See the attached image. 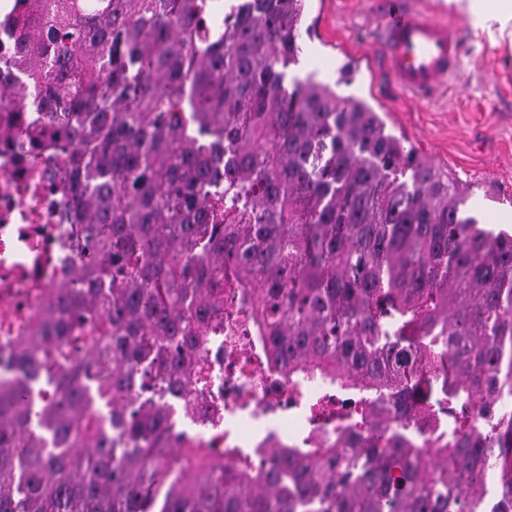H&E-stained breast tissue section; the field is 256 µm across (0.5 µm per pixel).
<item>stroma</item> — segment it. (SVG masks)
Returning a JSON list of instances; mask_svg holds the SVG:
<instances>
[{
	"instance_id": "35a3bbf8",
	"label": "stroma",
	"mask_w": 512,
	"mask_h": 512,
	"mask_svg": "<svg viewBox=\"0 0 512 512\" xmlns=\"http://www.w3.org/2000/svg\"><path fill=\"white\" fill-rule=\"evenodd\" d=\"M367 0H310L308 22L315 33L304 39L299 76L315 75L353 93L380 112L388 129L462 184L492 189L470 203L481 223L512 233V48L491 45L465 33L468 64L433 102L417 105L395 88L372 44ZM356 68L352 85H338L345 63Z\"/></svg>"
}]
</instances>
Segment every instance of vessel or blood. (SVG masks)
Wrapping results in <instances>:
<instances>
[{"label":"vessel or blood","mask_w":512,"mask_h":512,"mask_svg":"<svg viewBox=\"0 0 512 512\" xmlns=\"http://www.w3.org/2000/svg\"><path fill=\"white\" fill-rule=\"evenodd\" d=\"M374 33L384 70L409 99L428 102L459 78L464 31L446 15L421 10L413 0H388L375 17Z\"/></svg>","instance_id":"vessel-or-blood-1"}]
</instances>
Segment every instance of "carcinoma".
Masks as SVG:
<instances>
[{"instance_id":"obj_1","label":"carcinoma","mask_w":512,"mask_h":512,"mask_svg":"<svg viewBox=\"0 0 512 512\" xmlns=\"http://www.w3.org/2000/svg\"><path fill=\"white\" fill-rule=\"evenodd\" d=\"M309 0H13L0 138L47 152L79 256L0 389V512H512V235L300 62ZM367 395L258 464L180 441L202 345ZM97 332L93 340L86 327ZM446 410L422 449L402 431Z\"/></svg>"}]
</instances>
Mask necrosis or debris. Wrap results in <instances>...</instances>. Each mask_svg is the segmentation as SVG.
Wrapping results in <instances>:
<instances>
[{
    "label": "necrosis or debris",
    "mask_w": 512,
    "mask_h": 512,
    "mask_svg": "<svg viewBox=\"0 0 512 512\" xmlns=\"http://www.w3.org/2000/svg\"><path fill=\"white\" fill-rule=\"evenodd\" d=\"M47 157L28 145L0 144V360L13 357L19 337L31 335L49 306L48 297L76 263L64 204L49 190ZM244 317L204 345L205 372L223 395L222 432L213 435L192 399L178 400L171 422L182 441L204 448H234L255 461L270 440L293 448L307 437L329 436L334 423L312 419L304 396L327 394L326 385L301 378L290 383L252 353Z\"/></svg>",
    "instance_id": "4bbe7bcc"
}]
</instances>
